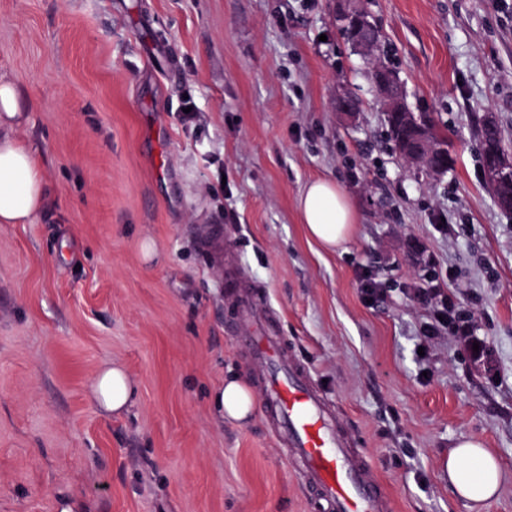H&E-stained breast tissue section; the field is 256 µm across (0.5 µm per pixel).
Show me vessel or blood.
Listing matches in <instances>:
<instances>
[{
	"mask_svg": "<svg viewBox=\"0 0 512 512\" xmlns=\"http://www.w3.org/2000/svg\"><path fill=\"white\" fill-rule=\"evenodd\" d=\"M231 301L235 340L263 373L261 404L276 419V437L288 448L290 464L329 512H389L374 463L350 449L324 394L252 293L240 289Z\"/></svg>",
	"mask_w": 512,
	"mask_h": 512,
	"instance_id": "vessel-or-blood-1",
	"label": "vessel or blood"
}]
</instances>
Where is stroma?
Returning a JSON list of instances; mask_svg holds the SVG:
<instances>
[{
	"label": "stroma",
	"instance_id": "stroma-1",
	"mask_svg": "<svg viewBox=\"0 0 512 512\" xmlns=\"http://www.w3.org/2000/svg\"><path fill=\"white\" fill-rule=\"evenodd\" d=\"M365 5L409 107L448 143L441 177L391 150L334 0H0V76L24 94L15 135L47 184L32 223L0 224V512H323L264 410L241 427L212 404L224 378L255 377L216 235L390 512H470L445 469L467 438L512 472V213L477 151L489 112L512 146V0ZM345 92L362 101L353 122ZM320 177L359 214L336 252L298 216ZM429 276L482 358L424 336L414 288ZM108 361L137 386L113 417L88 397Z\"/></svg>",
	"mask_w": 512,
	"mask_h": 512
}]
</instances>
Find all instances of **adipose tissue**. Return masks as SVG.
Returning <instances> with one entry per match:
<instances>
[{
    "label": "adipose tissue",
    "instance_id": "obj_1",
    "mask_svg": "<svg viewBox=\"0 0 512 512\" xmlns=\"http://www.w3.org/2000/svg\"><path fill=\"white\" fill-rule=\"evenodd\" d=\"M22 92L0 77V224H28L46 198L43 166L35 153L13 137L22 123ZM297 210L308 237L328 250L342 247L358 222L357 214L336 181L318 178L301 193ZM91 403L104 414L124 412L136 396V385L118 362L96 371L88 390ZM213 404L221 418L248 420L254 397L240 379H224L213 392ZM448 481L455 494L472 504L494 498L511 478L497 459L477 440L460 441L448 454Z\"/></svg>",
    "mask_w": 512,
    "mask_h": 512
}]
</instances>
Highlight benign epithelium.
<instances>
[{
  "mask_svg": "<svg viewBox=\"0 0 512 512\" xmlns=\"http://www.w3.org/2000/svg\"><path fill=\"white\" fill-rule=\"evenodd\" d=\"M368 12L363 7H354L341 13L351 21L354 45L370 56L375 74L374 92L382 111L404 118V133L401 137L399 157L407 164L423 166L431 176H441L448 170V163H438V149L426 135L420 134L418 121L408 107L406 94L397 81L395 70L388 66L379 51L378 29L367 20ZM484 178L491 190L496 205L502 210L512 211V152L503 149L494 151L484 168Z\"/></svg>",
  "mask_w": 512,
  "mask_h": 512,
  "instance_id": "benign-epithelium-1",
  "label": "benign epithelium"
}]
</instances>
